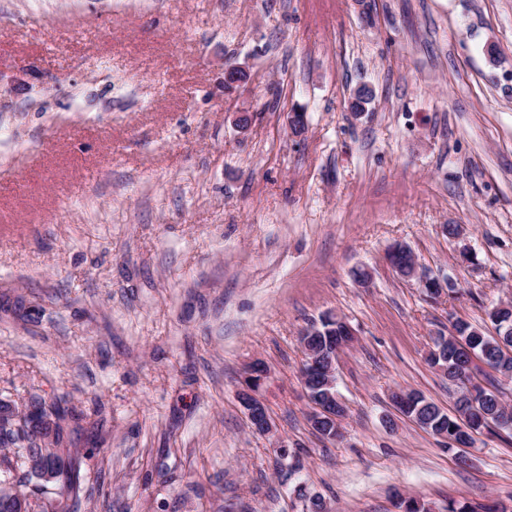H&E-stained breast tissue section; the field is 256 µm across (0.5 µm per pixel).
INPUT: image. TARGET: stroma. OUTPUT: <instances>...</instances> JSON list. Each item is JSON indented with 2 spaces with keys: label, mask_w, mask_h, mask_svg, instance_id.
<instances>
[{
  "label": "stroma",
  "mask_w": 512,
  "mask_h": 512,
  "mask_svg": "<svg viewBox=\"0 0 512 512\" xmlns=\"http://www.w3.org/2000/svg\"><path fill=\"white\" fill-rule=\"evenodd\" d=\"M508 300L512 0H0V404L72 412L77 512H512V433L451 449L390 401L452 409L435 337ZM329 312L333 441L298 341ZM267 369L263 362L255 361L249 368L245 384L239 392V400L246 411L251 429L261 435L273 432L267 408L259 396V390L266 378Z\"/></svg>",
  "instance_id": "stroma-1"
}]
</instances>
